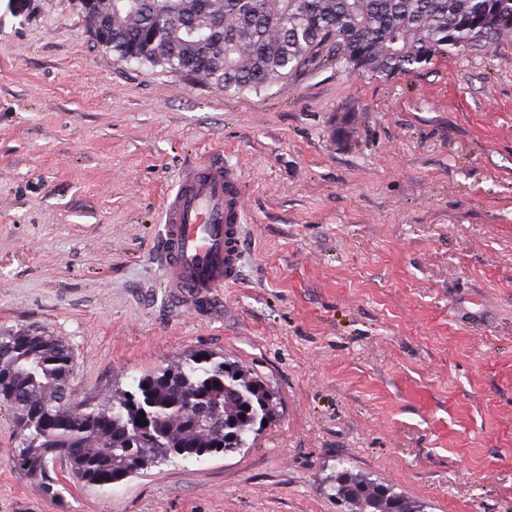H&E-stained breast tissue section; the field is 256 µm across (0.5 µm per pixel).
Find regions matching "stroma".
Wrapping results in <instances>:
<instances>
[{
	"instance_id": "1",
	"label": "stroma",
	"mask_w": 512,
	"mask_h": 512,
	"mask_svg": "<svg viewBox=\"0 0 512 512\" xmlns=\"http://www.w3.org/2000/svg\"><path fill=\"white\" fill-rule=\"evenodd\" d=\"M90 32L77 0H0V334L67 345L74 404L200 352L276 416L109 486L57 462L49 493L0 405V512H349L342 468L422 512H512V33L227 95ZM211 157L243 182L242 276L194 313L161 286L159 220Z\"/></svg>"
}]
</instances>
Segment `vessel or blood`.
<instances>
[{
	"label": "vessel or blood",
	"mask_w": 512,
	"mask_h": 512,
	"mask_svg": "<svg viewBox=\"0 0 512 512\" xmlns=\"http://www.w3.org/2000/svg\"><path fill=\"white\" fill-rule=\"evenodd\" d=\"M245 198L238 174L218 160L179 177L163 205L165 286L178 307H208L240 275Z\"/></svg>",
	"instance_id": "obj_1"
}]
</instances>
